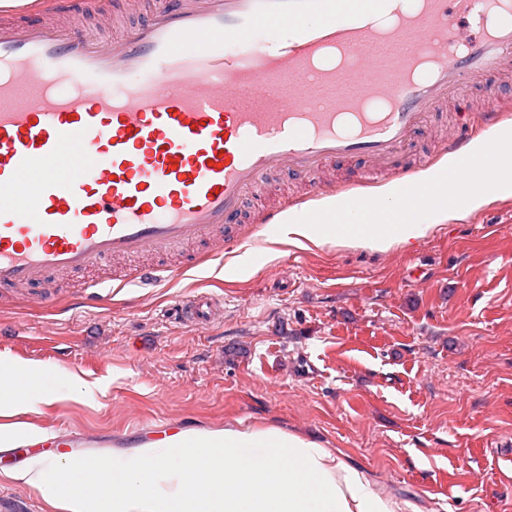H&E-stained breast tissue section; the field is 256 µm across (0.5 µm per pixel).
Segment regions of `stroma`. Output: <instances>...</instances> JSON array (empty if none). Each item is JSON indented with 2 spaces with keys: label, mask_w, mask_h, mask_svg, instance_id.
<instances>
[{
  "label": "stroma",
  "mask_w": 512,
  "mask_h": 512,
  "mask_svg": "<svg viewBox=\"0 0 512 512\" xmlns=\"http://www.w3.org/2000/svg\"><path fill=\"white\" fill-rule=\"evenodd\" d=\"M155 288H117L105 261L43 303L0 295V353L103 392L59 386L26 421L127 448L169 418L276 425L322 440L418 512H512V196L385 252L259 249ZM223 298L180 323L179 301Z\"/></svg>",
  "instance_id": "stroma-1"
}]
</instances>
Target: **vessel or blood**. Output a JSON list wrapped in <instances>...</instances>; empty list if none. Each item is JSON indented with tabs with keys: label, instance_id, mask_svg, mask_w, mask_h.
<instances>
[{
	"label": "vessel or blood",
	"instance_id": "obj_1",
	"mask_svg": "<svg viewBox=\"0 0 512 512\" xmlns=\"http://www.w3.org/2000/svg\"><path fill=\"white\" fill-rule=\"evenodd\" d=\"M0 19V292L34 289L98 262L183 251L136 268L144 288L246 243L244 206L276 173L320 188L327 164L359 160L367 182L409 180L416 137L452 99L483 101V164L450 187L492 183L512 141V0H165L102 45L63 25ZM34 90L16 101L20 82ZM214 297L184 300L188 326Z\"/></svg>",
	"mask_w": 512,
	"mask_h": 512
}]
</instances>
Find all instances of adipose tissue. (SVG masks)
<instances>
[{"label":"adipose tissue","mask_w":512,"mask_h":512,"mask_svg":"<svg viewBox=\"0 0 512 512\" xmlns=\"http://www.w3.org/2000/svg\"><path fill=\"white\" fill-rule=\"evenodd\" d=\"M418 184L397 182L376 194L328 197L286 213L279 238L322 246L384 252L428 235L462 211L512 194V161L493 186L475 182L463 206L437 195L429 206L402 216L395 205ZM40 367L0 355V448L35 439L20 423L47 398L35 390ZM9 478L37 488L63 512H409L367 475L317 439L274 425L187 429L79 462L33 458L8 469Z\"/></svg>","instance_id":"obj_1"}]
</instances>
